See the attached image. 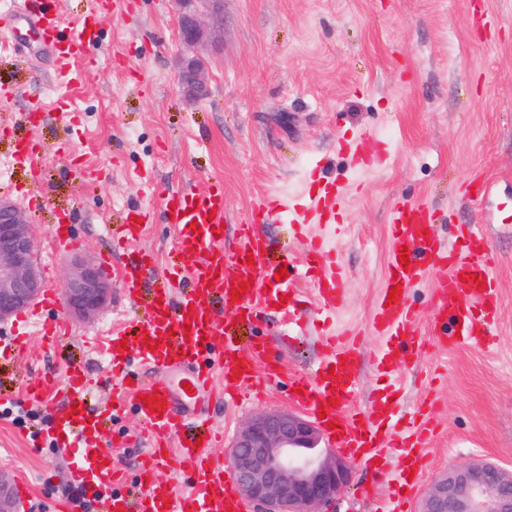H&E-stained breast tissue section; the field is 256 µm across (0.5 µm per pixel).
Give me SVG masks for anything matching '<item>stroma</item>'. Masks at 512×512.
Wrapping results in <instances>:
<instances>
[{
    "label": "stroma",
    "instance_id": "stroma-1",
    "mask_svg": "<svg viewBox=\"0 0 512 512\" xmlns=\"http://www.w3.org/2000/svg\"><path fill=\"white\" fill-rule=\"evenodd\" d=\"M45 8L71 26L89 2L0 0V14ZM219 11L220 28L203 50L209 94L201 100L189 99L177 82L183 48L174 0H123L117 11L100 14V46L67 74L26 29L0 47V90L18 93L0 102V197L25 211L46 284L63 288L66 264L77 254L104 262L112 279V301L95 321H72V334L50 350L30 336L18 360L0 361V398L18 395L37 377L56 390L80 361L95 399L112 402L119 379L102 361L106 331L143 313L126 297L119 273L144 253L154 255L156 269L177 261L163 195L223 183L225 245H234L236 225L256 223L270 260L296 279L303 244L290 208L304 203L308 179L333 180L345 193L342 222L331 231L315 223L311 231L330 234L346 271L336 321L359 333L356 405L387 393L400 415L414 419L427 409L435 427L406 512H419L448 468L482 458L512 470V0H221ZM31 110L38 123L21 122ZM363 137L380 150V164L365 165L353 152ZM22 139L41 147L37 175L10 163ZM473 176L489 180L477 203L462 189ZM270 194L286 212L254 222V200ZM414 200L438 213L440 243L454 241L459 224L481 225L500 283L495 336L487 349L438 344L433 268L408 293L417 334L396 340L386 371L375 363L382 341L367 321L392 250L389 212ZM136 204L150 208L153 221L113 250L107 229ZM65 211L75 216L70 232L78 244L58 250L52 234ZM213 317L235 325L242 348L264 341L284 368L248 408L212 403L213 424L230 437L255 413L292 409L288 386L310 377L316 337H288L278 308L260 309L243 324L220 309ZM62 410L58 402L43 404L38 421L20 424L0 408V469L12 483L27 480L33 493L22 512H55L70 494V451L56 438ZM142 432L129 408L99 437L132 477L143 449L131 438ZM399 454L388 449L391 469L378 478L351 461V482L334 512H386ZM372 482L377 499L361 498V486Z\"/></svg>",
    "mask_w": 512,
    "mask_h": 512
}]
</instances>
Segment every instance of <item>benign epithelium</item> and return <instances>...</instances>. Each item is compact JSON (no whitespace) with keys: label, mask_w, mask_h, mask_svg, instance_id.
I'll return each instance as SVG.
<instances>
[{"label":"benign epithelium","mask_w":512,"mask_h":512,"mask_svg":"<svg viewBox=\"0 0 512 512\" xmlns=\"http://www.w3.org/2000/svg\"><path fill=\"white\" fill-rule=\"evenodd\" d=\"M201 9L179 20L185 50L180 84L197 97L207 92L206 69L198 49L219 26L209 11L220 0H179ZM36 240L24 211L0 197V324L33 307L45 285L35 262ZM112 299V279L89 257L69 261L63 301L67 311L87 322L95 320ZM321 433L303 415L267 410L248 419L229 451L230 470L240 494L261 512H327L349 485L347 462L322 449ZM0 512H20L13 485L0 471ZM421 512H512V470L472 461L443 474L427 492Z\"/></svg>","instance_id":"7a95c632"}]
</instances>
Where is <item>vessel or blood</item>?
I'll list each match as a JSON object with an SVG mask.
<instances>
[{
  "label": "vessel or blood",
  "mask_w": 512,
  "mask_h": 512,
  "mask_svg": "<svg viewBox=\"0 0 512 512\" xmlns=\"http://www.w3.org/2000/svg\"><path fill=\"white\" fill-rule=\"evenodd\" d=\"M109 3L93 0L88 14L67 32L57 17L46 14H16L11 27L33 28L43 45L59 55L65 69L79 56L83 44L97 42L96 18ZM335 196V184L314 188L308 212L321 222H331L335 214L327 202ZM163 212L167 222L178 228L179 263L158 273L143 319L130 331L110 332L108 339L107 357L113 364L132 354L150 369L168 374L163 382L123 377L122 396L112 403L113 415L132 407L149 430L137 491L132 495L125 491L123 471L111 464L110 453L98 444L101 417L91 412L88 379L83 367L75 363L67 371L62 395L70 411L56 424L63 445L71 451L73 494L56 504V512H86L97 503L106 512H253L251 502L236 493L230 469L213 456L217 436L200 421L196 397L212 394L211 379L216 373L230 398L245 389L260 394L262 378L278 377L280 364L265 345L243 350L226 340L223 327L213 321L210 300L220 296L225 310L237 315L280 303L290 312L296 289L288 280H276L275 267L265 262V243L252 225H238L235 248H225L220 231L227 221L222 186L166 196ZM127 215L126 224L116 234L121 241L137 237L143 222L151 218L150 210L142 206L130 208ZM434 221L433 212L421 201L398 204L391 210L393 249L370 319L374 335L385 340L377 355L378 365H390L392 338L413 334L416 312L406 291L419 284L432 266L440 272L433 300L445 321L444 327L435 330L439 343L458 348L487 347L492 342L499 297L491 244L479 225L464 224L459 244L442 248L432 233ZM403 254L408 264H401ZM153 266L152 257L144 254L125 271L131 298L140 297L141 273ZM300 269L313 276L328 324L319 337L320 361L313 379L297 380L289 397L311 415L326 412L329 424L323 432L328 446L358 458L374 474L382 472L376 461L382 458L386 443L401 447L398 483L403 493L391 512H405L406 500L416 487L414 478L425 463L423 446L430 420L411 422L397 417L386 396L365 409H354L357 335L332 322L344 296L343 268L330 241L311 239ZM241 284L246 285V292L232 299V287ZM397 285L402 286V295L391 296ZM260 361L266 367L262 378L256 370ZM155 469L173 470L179 477L155 480L151 477Z\"/></svg>",
  "instance_id": "b4317fda"
}]
</instances>
